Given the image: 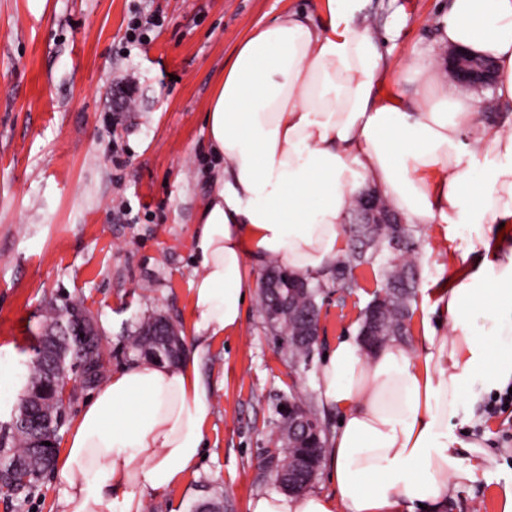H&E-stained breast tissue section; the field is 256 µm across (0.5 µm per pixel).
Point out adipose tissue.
I'll return each mask as SVG.
<instances>
[{"label":"adipose tissue","mask_w":512,"mask_h":512,"mask_svg":"<svg viewBox=\"0 0 512 512\" xmlns=\"http://www.w3.org/2000/svg\"><path fill=\"white\" fill-rule=\"evenodd\" d=\"M361 0H325L321 20L288 11L248 32L205 111L222 160L193 232L192 355L140 359L84 401L56 474L60 512H145L150 496L196 472L214 396L200 372L209 343L238 332L251 266L279 259L324 277L347 250L353 196L376 189L410 224L476 233L482 257L450 256L413 344L366 353L347 336L319 372L341 420L331 439L333 493H258L248 512H441L448 482L473 481L481 456H457L449 427L474 383L512 382V130L484 119L438 78L434 60L406 74L415 108L382 98L387 67L360 24ZM440 42L492 58L495 97L512 105V0H449ZM492 323L480 333L476 308Z\"/></svg>","instance_id":"obj_1"}]
</instances>
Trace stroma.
Returning <instances> with one entry per match:
<instances>
[{
	"instance_id": "stroma-1",
	"label": "stroma",
	"mask_w": 512,
	"mask_h": 512,
	"mask_svg": "<svg viewBox=\"0 0 512 512\" xmlns=\"http://www.w3.org/2000/svg\"><path fill=\"white\" fill-rule=\"evenodd\" d=\"M315 0H0V425L20 401L47 301L78 300L102 331L106 369L132 363L126 338L156 312L191 325L192 232L216 164L203 120L224 64L244 34L288 4ZM448 0H366L361 19L389 67L387 93L415 106L404 69L422 54L444 59L435 35ZM152 17L145 49H128L134 18ZM416 264L429 284L446 259L436 230L420 228ZM353 286L325 281L321 333L310 364L293 365L266 324L259 299L239 332L210 345L202 372L215 391L207 457L197 473L145 512H169L211 494L247 512L278 487L263 461L276 405L306 395L328 431L339 415L320 401L323 355L358 333L381 287L377 268ZM474 386L453 433L479 446L475 481L448 485L443 512H501L512 485V406L494 416ZM64 487L48 474L28 498L0 496V512H58Z\"/></svg>"
}]
</instances>
